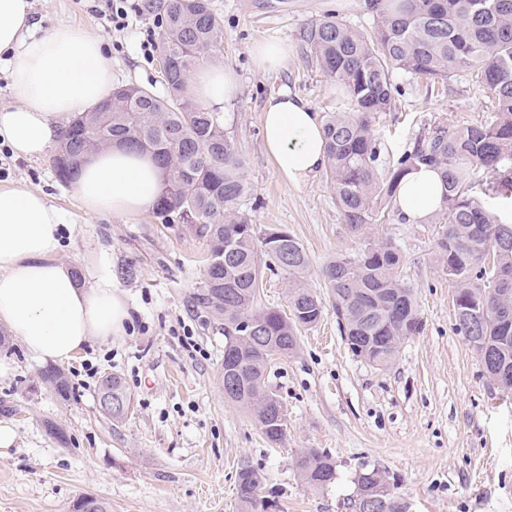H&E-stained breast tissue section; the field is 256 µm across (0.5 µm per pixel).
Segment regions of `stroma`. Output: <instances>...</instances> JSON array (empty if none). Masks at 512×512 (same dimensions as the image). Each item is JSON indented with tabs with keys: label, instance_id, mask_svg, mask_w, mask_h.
Wrapping results in <instances>:
<instances>
[{
	"label": "stroma",
	"instance_id": "stroma-1",
	"mask_svg": "<svg viewBox=\"0 0 512 512\" xmlns=\"http://www.w3.org/2000/svg\"><path fill=\"white\" fill-rule=\"evenodd\" d=\"M365 0H212L224 28L218 58L238 76L226 108L251 188L239 203L256 232L284 228L310 259L304 280L322 302L320 322L301 332L297 352L272 360L266 384L283 403L288 432L270 444L254 417L227 402L219 384L224 326L197 304L208 247L187 225L154 213L135 221L85 218L70 186L48 158L0 162V187L22 184L48 195L67 215L58 259L74 269L106 259L113 285L131 306L124 335L92 339L64 363L73 392L64 398L40 377L46 364L18 338L0 351V424L15 440L0 450V512H73L92 495L112 512H243L237 472L260 475L266 512H347L357 473L377 469L410 512H512V395L492 385L472 347L456 329L453 287L436 259L433 224L371 226L351 232L336 206L326 172L296 186L279 175L262 135L268 98L286 89L319 113L346 100L310 57L307 33L332 14L371 28ZM118 30L93 0H31L41 28L65 22L98 37L112 55L114 84H135L166 97L158 41L161 13L152 0H129ZM287 44V61L265 72L253 63L256 43ZM396 107L375 124L385 164L441 122L483 121L494 110L471 72L447 85L394 74ZM390 240L411 288L421 328L394 361L375 367L353 356L340 336L321 267L356 255L370 238ZM122 376L132 397L115 420L97 404L102 376ZM313 448L330 454L336 480L312 488L295 458Z\"/></svg>",
	"mask_w": 512,
	"mask_h": 512
}]
</instances>
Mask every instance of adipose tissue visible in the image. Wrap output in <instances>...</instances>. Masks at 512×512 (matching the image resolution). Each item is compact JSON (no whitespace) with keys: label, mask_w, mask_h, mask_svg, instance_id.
I'll return each instance as SVG.
<instances>
[{"label":"adipose tissue","mask_w":512,"mask_h":512,"mask_svg":"<svg viewBox=\"0 0 512 512\" xmlns=\"http://www.w3.org/2000/svg\"><path fill=\"white\" fill-rule=\"evenodd\" d=\"M0 56L18 97L0 107V144L19 157L46 156L77 113L112 92V58L100 39L72 24L39 30L29 0H0ZM236 88L235 73L221 65L199 69L188 86L211 110L230 103ZM262 122L266 149L291 184L326 166L323 120L303 99L288 92L269 97ZM161 179L151 156L115 143L80 167L73 191L85 216L136 219L154 207ZM444 192L438 170H410L396 192L399 222L426 223ZM65 223L43 192L0 187V321L30 355L53 363L75 358L92 337L121 334L130 318L107 262L86 266L80 278L57 262Z\"/></svg>","instance_id":"adipose-tissue-1"}]
</instances>
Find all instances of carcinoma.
Returning <instances> with one entry per match:
<instances>
[{"label": "carcinoma", "instance_id": "cac0c4a2", "mask_svg": "<svg viewBox=\"0 0 512 512\" xmlns=\"http://www.w3.org/2000/svg\"><path fill=\"white\" fill-rule=\"evenodd\" d=\"M164 26L159 52L164 61L167 98L130 85L117 86L112 100L100 101L75 116L60 146L85 155L114 142L149 154L162 168L172 191L159 197L154 213L170 222L183 214L208 254L200 303L224 320V361L236 367L238 389L227 401L254 411L255 398L273 396L265 371L274 356L299 347L298 332L322 318L317 295L300 277L310 259L293 237L278 252L258 245L253 225L239 212L248 195L242 157L224 113L212 112L186 93L194 72L220 52L224 30L211 0H160ZM374 29L365 33L335 17L312 25L308 44L320 70L347 96L349 110L324 116L327 175L336 207L353 233L395 219L396 185L418 165L441 170L445 193L440 210L436 255L448 266V281L462 290L460 310L482 312L480 345L498 367L512 373V324L501 323L492 292L502 288L498 270H512V0H366ZM475 74L495 100L489 119L466 126L439 125L415 138L396 162L381 164L374 134L376 120L391 110L392 73L425 77L445 84L456 71ZM58 180L70 184L79 166L52 157ZM474 167L486 180L469 179ZM400 254L389 241L367 244L357 257L338 256L325 264L322 277L334 298L336 323L349 349L374 363L389 365L398 349L394 336L420 329L412 291L400 279ZM276 266L292 282L291 315L258 303L263 271ZM43 381L66 397V374L51 368ZM256 421L268 442L281 443L288 426L267 412ZM295 466L303 480L323 488L336 480L328 454L307 450ZM238 496L252 510L263 505L261 479L252 466L237 473ZM365 491L385 489L384 475L373 469L357 477Z\"/></svg>", "mask_w": 512, "mask_h": 512}]
</instances>
